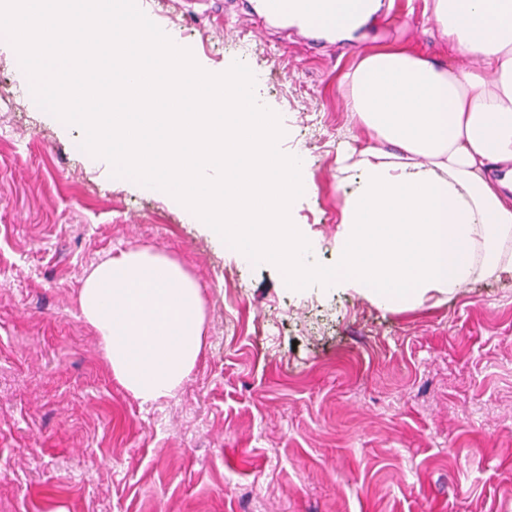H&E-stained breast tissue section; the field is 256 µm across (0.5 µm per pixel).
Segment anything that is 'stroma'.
<instances>
[{"mask_svg":"<svg viewBox=\"0 0 512 512\" xmlns=\"http://www.w3.org/2000/svg\"><path fill=\"white\" fill-rule=\"evenodd\" d=\"M203 70L256 74L283 147L310 159L291 220L336 263L365 130L341 76L373 39L440 57L426 0H387L347 49L224 0H142ZM0 42V512H512V274L385 311L354 290L298 296L246 265L161 186L112 167L40 106ZM197 283L203 350L176 394L144 405L114 377L78 293L122 250Z\"/></svg>","mask_w":512,"mask_h":512,"instance_id":"stroma-1","label":"stroma"}]
</instances>
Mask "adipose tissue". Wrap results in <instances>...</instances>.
Listing matches in <instances>:
<instances>
[{"mask_svg":"<svg viewBox=\"0 0 512 512\" xmlns=\"http://www.w3.org/2000/svg\"><path fill=\"white\" fill-rule=\"evenodd\" d=\"M431 15L449 60L371 50L340 81L377 144L338 158L359 178L341 209L336 265L321 269L290 220L309 161L283 150L254 74L201 73L138 0H0L29 78L97 153L166 187L292 289L346 285L387 310L512 272V0H432ZM79 307L141 402L171 396L202 351L199 288L167 256L108 257L85 276Z\"/></svg>","mask_w":512,"mask_h":512,"instance_id":"ef3b65f1","label":"adipose tissue"}]
</instances>
